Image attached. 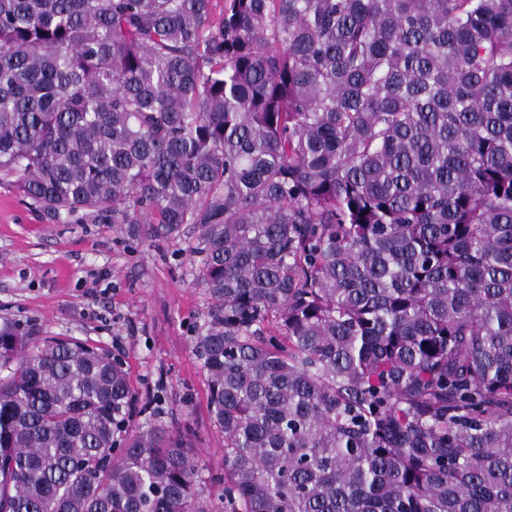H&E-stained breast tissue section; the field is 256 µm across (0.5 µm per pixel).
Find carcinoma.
Segmentation results:
<instances>
[{"label":"carcinoma","instance_id":"cac0c4a2","mask_svg":"<svg viewBox=\"0 0 512 512\" xmlns=\"http://www.w3.org/2000/svg\"><path fill=\"white\" fill-rule=\"evenodd\" d=\"M0 0V179L189 238L224 493L100 346L0 319V512H512V0Z\"/></svg>","mask_w":512,"mask_h":512}]
</instances>
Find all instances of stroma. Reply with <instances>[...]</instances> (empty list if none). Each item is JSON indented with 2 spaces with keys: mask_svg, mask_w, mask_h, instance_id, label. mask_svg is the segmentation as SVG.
<instances>
[{
  "mask_svg": "<svg viewBox=\"0 0 512 512\" xmlns=\"http://www.w3.org/2000/svg\"><path fill=\"white\" fill-rule=\"evenodd\" d=\"M199 263L185 243L135 236L126 224L51 219L0 183V318L119 356L146 408L129 433L149 420L188 429L203 496L215 499L224 434L209 415L208 376L194 352L209 305Z\"/></svg>",
  "mask_w": 512,
  "mask_h": 512,
  "instance_id": "35a3bbf8",
  "label": "stroma"
}]
</instances>
